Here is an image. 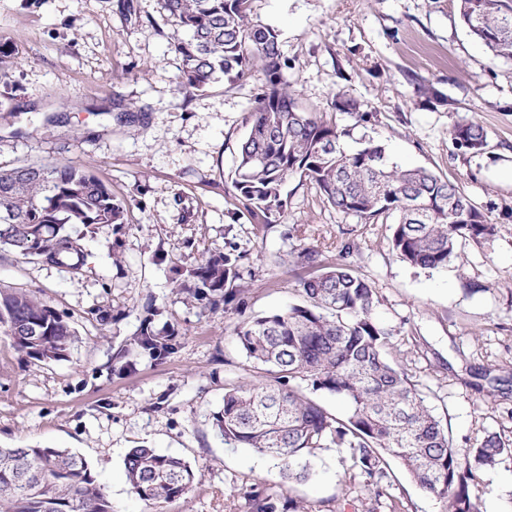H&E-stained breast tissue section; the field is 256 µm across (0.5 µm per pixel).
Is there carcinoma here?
Listing matches in <instances>:
<instances>
[{
	"mask_svg": "<svg viewBox=\"0 0 512 512\" xmlns=\"http://www.w3.org/2000/svg\"><path fill=\"white\" fill-rule=\"evenodd\" d=\"M184 32L175 43L181 60L179 89L199 91L222 73L244 80L261 68L266 91L248 117L232 175L237 197L265 219L283 216L282 187L291 177L317 186L337 211L365 222L394 219L391 243L413 267L444 269L465 242L488 240L496 225L457 185L426 168L390 162L385 147L369 140L343 148L349 130L324 122L296 104L281 78L277 32L251 18L250 0H161ZM464 25L495 58L512 59V0H458ZM455 144L478 153L488 131L477 122L450 130ZM426 204L424 216L412 206ZM125 223L124 208L89 169L67 162L0 168V249L77 270L84 250L69 224L95 229ZM297 258L317 268L301 283L305 303L237 324L235 344L266 367V378L224 388L214 416L224 442L251 448L277 462L283 478L304 482L325 448L346 450L348 480L362 479L371 500L392 498L388 458L399 461L422 491L446 512H480L470 491L473 468L512 456V443L488 435L462 462L426 395L389 356L391 332L376 317V289L341 261L315 248ZM215 251L188 273L183 292L212 308L243 292L240 260ZM0 335L26 357L59 360L74 336L70 322L51 306L17 291H0ZM174 333L153 325L147 311L134 346L152 357L173 350ZM344 401L347 413L327 411L319 396ZM126 478L134 494L156 504L190 492L196 475L180 457L140 446L129 451ZM252 512H307L303 502L256 491ZM0 512H112L87 460L67 448H0Z\"/></svg>",
	"mask_w": 512,
	"mask_h": 512,
	"instance_id": "obj_1",
	"label": "carcinoma"
}]
</instances>
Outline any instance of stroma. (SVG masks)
<instances>
[{"mask_svg": "<svg viewBox=\"0 0 512 512\" xmlns=\"http://www.w3.org/2000/svg\"><path fill=\"white\" fill-rule=\"evenodd\" d=\"M254 20L279 33L282 77L298 105L349 129L348 149L371 138L392 161L458 183L496 225L448 268L421 269L393 250L391 222L366 223L329 205L312 182L290 178L287 208L263 223L236 197L231 175L263 73L179 91L177 27L159 0H0L10 55L0 82V167L64 160L88 167L125 207L120 229L76 224L79 270L0 250V289L25 292L70 321L65 357L37 361L0 335V448H68L96 469L112 512H250L254 485L310 512H362L366 493L344 485L346 452L318 454L308 483L275 462L225 445L214 416L226 384L258 373L233 327L304 302L310 268L298 252L344 257L375 287L390 357L418 381L459 455L485 436L512 440V61L494 58L460 19L458 0H251ZM345 90L368 117L334 103ZM475 121L482 152L449 131ZM241 255L242 302L211 311L181 288L183 272L213 250ZM154 305L175 330L172 354L133 355L114 372ZM111 315L100 322L98 311ZM183 458L192 491L151 505L125 477L130 449ZM401 512H445L392 463ZM481 512H512V456L476 470Z\"/></svg>", "mask_w": 512, "mask_h": 512, "instance_id": "1", "label": "stroma"}]
</instances>
